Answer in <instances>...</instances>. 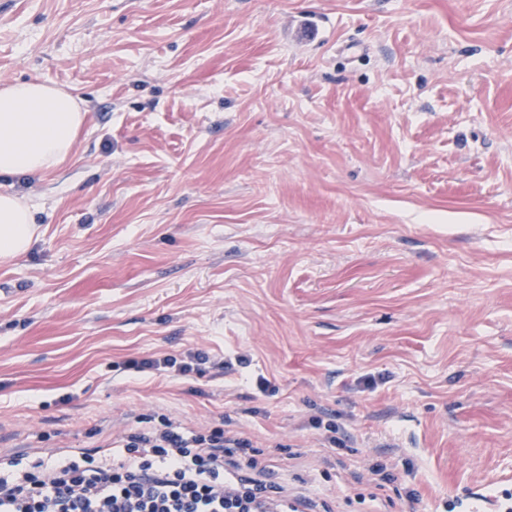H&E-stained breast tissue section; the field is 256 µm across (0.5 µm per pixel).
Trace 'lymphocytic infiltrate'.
Listing matches in <instances>:
<instances>
[{"label": "lymphocytic infiltrate", "instance_id": "obj_1", "mask_svg": "<svg viewBox=\"0 0 512 512\" xmlns=\"http://www.w3.org/2000/svg\"><path fill=\"white\" fill-rule=\"evenodd\" d=\"M125 457L66 455L0 473V512H313L303 493L265 480L251 440L169 417L116 439Z\"/></svg>", "mask_w": 512, "mask_h": 512}]
</instances>
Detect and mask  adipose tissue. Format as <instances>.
<instances>
[{"mask_svg": "<svg viewBox=\"0 0 512 512\" xmlns=\"http://www.w3.org/2000/svg\"><path fill=\"white\" fill-rule=\"evenodd\" d=\"M84 113L65 89L37 81L0 87V174L42 175L74 151ZM38 232L31 205L14 193L0 194V262L26 253Z\"/></svg>", "mask_w": 512, "mask_h": 512, "instance_id": "1", "label": "adipose tissue"}]
</instances>
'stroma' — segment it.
Wrapping results in <instances>:
<instances>
[{"label":"stroma","mask_w":512,"mask_h":512,"mask_svg":"<svg viewBox=\"0 0 512 512\" xmlns=\"http://www.w3.org/2000/svg\"><path fill=\"white\" fill-rule=\"evenodd\" d=\"M23 80L86 119L0 175L40 227L0 264V466L165 415L318 512L512 490V0H0ZM197 350L233 365L128 367Z\"/></svg>","instance_id":"stroma-1"}]
</instances>
